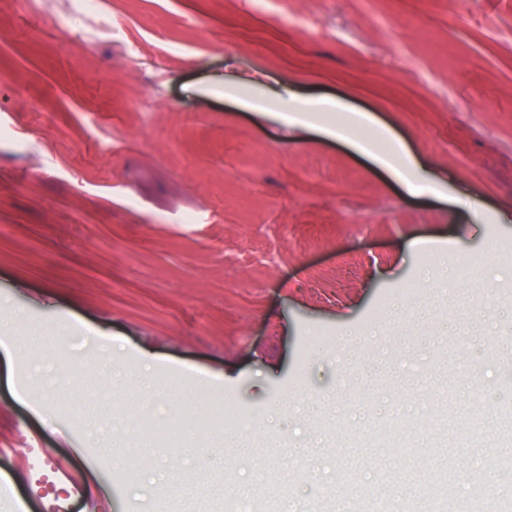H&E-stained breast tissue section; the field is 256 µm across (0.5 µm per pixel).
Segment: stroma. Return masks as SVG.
I'll return each mask as SVG.
<instances>
[{
  "label": "stroma",
  "instance_id": "obj_1",
  "mask_svg": "<svg viewBox=\"0 0 512 512\" xmlns=\"http://www.w3.org/2000/svg\"><path fill=\"white\" fill-rule=\"evenodd\" d=\"M101 11L77 30L0 0V512H131L146 487L150 512L352 489L370 512H503L512 0ZM245 77L371 115L440 194L218 87ZM208 403L244 424L208 430ZM177 414L180 451L128 477L144 419ZM241 439L265 473L246 500L255 463L225 470ZM292 442L307 460L277 455Z\"/></svg>",
  "mask_w": 512,
  "mask_h": 512
}]
</instances>
